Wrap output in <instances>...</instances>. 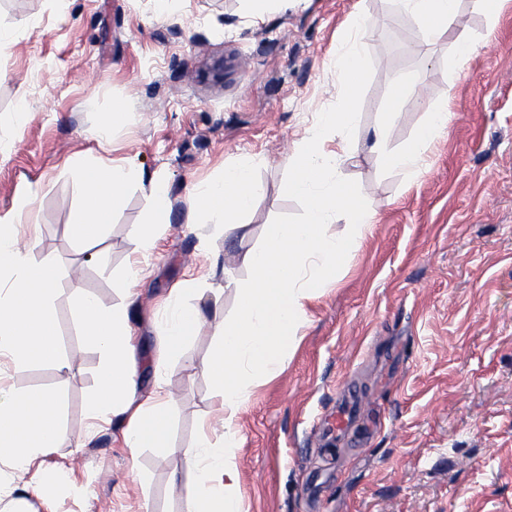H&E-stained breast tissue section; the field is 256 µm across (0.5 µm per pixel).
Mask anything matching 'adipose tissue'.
<instances>
[{
    "instance_id": "1",
    "label": "adipose tissue",
    "mask_w": 512,
    "mask_h": 512,
    "mask_svg": "<svg viewBox=\"0 0 512 512\" xmlns=\"http://www.w3.org/2000/svg\"><path fill=\"white\" fill-rule=\"evenodd\" d=\"M402 11L417 15L426 41L439 40L456 31V54L469 59L474 46L466 32L458 31V0H398ZM451 117L448 101L435 104L413 140L398 151L388 141L393 112L384 113L374 129L369 149L387 166L417 173L435 139L447 128ZM347 112L321 113L289 159L288 194L307 202L301 224H274L262 247L247 252L243 262L250 281L238 284L241 300L233 320L217 327L219 345L210 363L220 392L217 412L224 424V446L214 449L207 435L185 448L182 455L194 481L188 489L192 512H240L234 494L237 470L235 426L250 379L276 371L294 346L305 314V303L322 288L334 283L361 246L362 236L375 218L372 203L336 175L348 153L346 141H333V133L348 128ZM69 167L86 189L88 202L71 226L81 242L100 238L112 222L134 175L130 165L115 161L88 162L85 156L70 158ZM155 205L147 222L137 225L134 235L143 250L154 247L170 222L167 183L155 175L146 178ZM258 199L250 162L224 168L222 180L205 185L193 198L192 211H205L215 225L228 230L242 228L244 217ZM31 197L18 200L15 208L0 215V357L23 369L29 359L60 363L59 347L52 326L50 295L57 277L52 260L33 262L28 249L11 232L29 213ZM347 217L348 232L330 236L326 225ZM197 278L184 280L171 290L161 324L163 336L153 358L154 389L139 399L133 357V330L127 307H106L86 293H78L76 308L85 336L102 355L98 390L89 410L92 417L117 420L127 448L138 452L153 448L167 454L169 443L168 375L183 355L186 344L197 334L202 310L186 305V294L197 292ZM59 424L56 399L50 394L22 400L0 390V462L9 464L20 487L40 482L32 464L66 440Z\"/></svg>"
}]
</instances>
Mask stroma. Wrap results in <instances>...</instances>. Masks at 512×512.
I'll list each match as a JSON object with an SVG mask.
<instances>
[{
  "label": "stroma",
  "instance_id": "35a3bbf8",
  "mask_svg": "<svg viewBox=\"0 0 512 512\" xmlns=\"http://www.w3.org/2000/svg\"><path fill=\"white\" fill-rule=\"evenodd\" d=\"M364 37V78L347 92L339 57ZM245 0H0V214L33 195L13 231L34 261L54 260L50 297L66 369L0 359V388L54 395L69 439L41 462V487L17 491L0 469V512H188L181 449L211 416L208 370L217 322L234 319L243 255L273 224H300L288 157L323 112H348L359 134L339 171L376 209L337 283L306 303L297 342L280 368L256 376L237 421L235 493L242 512H512V0L488 21L461 0L479 49L459 65L452 34L424 42L396 0H278L247 23ZM222 62L223 77L212 68ZM411 72L422 101L399 109L389 146L408 145L431 106L453 96V116L416 175L386 166L365 137ZM108 127L107 140L95 132ZM162 175L171 222L151 254L133 235L154 205L131 181L95 244L70 226L86 191L74 154ZM249 161L260 195L244 234L189 198ZM226 271L186 303L204 318L169 377L173 453L130 454L115 424L91 419L102 364L77 316L75 288L128 306L137 393L154 385L159 309L205 258ZM144 259L134 294L129 261ZM144 475L136 482L134 473Z\"/></svg>",
  "mask_w": 512,
  "mask_h": 512
}]
</instances>
